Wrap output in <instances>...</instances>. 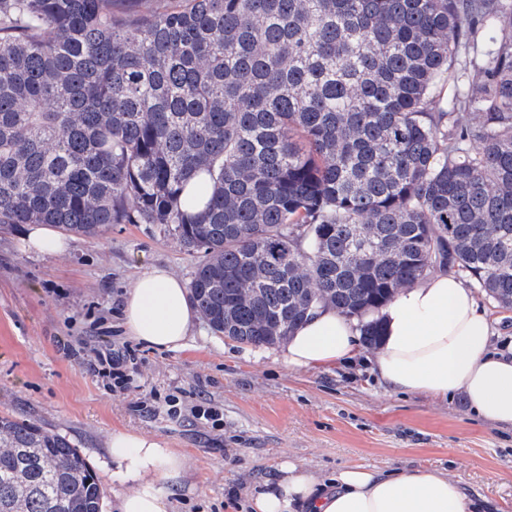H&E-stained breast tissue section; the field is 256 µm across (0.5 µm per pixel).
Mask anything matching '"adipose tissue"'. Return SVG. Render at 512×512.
<instances>
[{
  "mask_svg": "<svg viewBox=\"0 0 512 512\" xmlns=\"http://www.w3.org/2000/svg\"><path fill=\"white\" fill-rule=\"evenodd\" d=\"M121 319L138 342L160 350L187 345L200 319L185 282L167 269L145 271L124 298ZM381 330L376 367L386 387L448 399L462 394L483 420L512 427V346L495 349L487 311L459 277L438 272L403 289L372 316ZM360 328L321 307L289 336L283 359L293 368H328L358 356ZM112 473L128 489L117 512H168L164 485L180 479L185 458L162 440L117 430L108 444ZM472 512L457 481L434 469L383 472L345 467L328 483L292 461L254 497L255 512Z\"/></svg>",
  "mask_w": 512,
  "mask_h": 512,
  "instance_id": "1",
  "label": "adipose tissue"
}]
</instances>
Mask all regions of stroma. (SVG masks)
<instances>
[{
  "instance_id": "1",
  "label": "stroma",
  "mask_w": 512,
  "mask_h": 512,
  "mask_svg": "<svg viewBox=\"0 0 512 512\" xmlns=\"http://www.w3.org/2000/svg\"><path fill=\"white\" fill-rule=\"evenodd\" d=\"M24 226L0 232V415L41 423L76 444L102 488V512L124 487L112 475L113 431L158 437L187 460L168 512H248L283 460L331 477L362 465L448 471L475 512H512V429L476 418L462 395L437 400L389 391L369 355L296 370L280 346L251 347L198 323L185 349L158 351L127 336L123 298L139 273L168 268L191 282L199 258L158 224H115L71 236L62 257L23 246ZM137 355L129 388L111 391L87 368L98 338ZM75 353L66 356L61 342ZM177 395L220 408V428L138 403Z\"/></svg>"
}]
</instances>
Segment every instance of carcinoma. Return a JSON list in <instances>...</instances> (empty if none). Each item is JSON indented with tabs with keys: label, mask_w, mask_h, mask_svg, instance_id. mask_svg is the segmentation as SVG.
<instances>
[{
	"label": "carcinoma",
	"mask_w": 512,
	"mask_h": 512,
	"mask_svg": "<svg viewBox=\"0 0 512 512\" xmlns=\"http://www.w3.org/2000/svg\"><path fill=\"white\" fill-rule=\"evenodd\" d=\"M114 2L0 0L1 229L162 224L253 347L438 271L512 308V0ZM0 512H101L99 480L0 415Z\"/></svg>",
	"instance_id": "obj_1"
}]
</instances>
